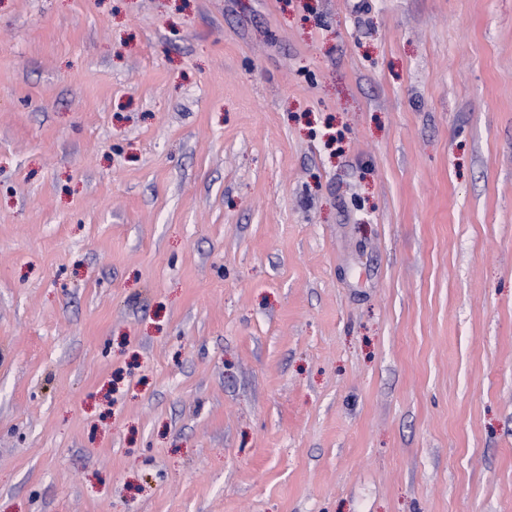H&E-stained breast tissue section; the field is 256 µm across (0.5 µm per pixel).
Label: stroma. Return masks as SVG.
Masks as SVG:
<instances>
[{
	"label": "stroma",
	"mask_w": 512,
	"mask_h": 512,
	"mask_svg": "<svg viewBox=\"0 0 512 512\" xmlns=\"http://www.w3.org/2000/svg\"><path fill=\"white\" fill-rule=\"evenodd\" d=\"M0 512H512V0H0Z\"/></svg>",
	"instance_id": "35a3bbf8"
}]
</instances>
